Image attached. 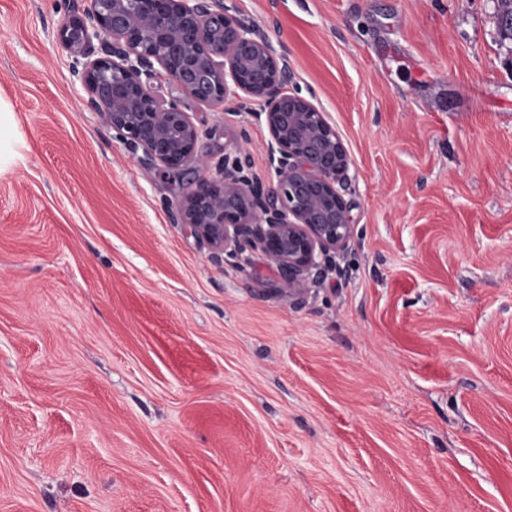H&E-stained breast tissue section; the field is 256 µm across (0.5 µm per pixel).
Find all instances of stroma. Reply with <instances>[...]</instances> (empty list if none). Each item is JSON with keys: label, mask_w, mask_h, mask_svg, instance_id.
Here are the masks:
<instances>
[{"label": "stroma", "mask_w": 512, "mask_h": 512, "mask_svg": "<svg viewBox=\"0 0 512 512\" xmlns=\"http://www.w3.org/2000/svg\"><path fill=\"white\" fill-rule=\"evenodd\" d=\"M353 165L340 273L212 261L195 187L88 110L0 0V512H512V42L498 0H224ZM203 157L265 127L189 103ZM12 131V119L10 109L0 104V166L3 163L15 161L19 154L14 150L10 140V132Z\"/></svg>", "instance_id": "obj_1"}]
</instances>
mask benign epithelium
<instances>
[{
    "instance_id": "benign-epithelium-1",
    "label": "benign epithelium",
    "mask_w": 512,
    "mask_h": 512,
    "mask_svg": "<svg viewBox=\"0 0 512 512\" xmlns=\"http://www.w3.org/2000/svg\"><path fill=\"white\" fill-rule=\"evenodd\" d=\"M57 31L72 74L115 137L149 167L205 172L174 223L187 224L211 258L247 261L259 250L282 290L301 297L338 271L353 236L345 198L350 155L316 106L289 90L286 57L224 8V0H83ZM166 77L201 106L230 98L268 132V172L224 155H196L200 128L185 102L156 92Z\"/></svg>"
}]
</instances>
